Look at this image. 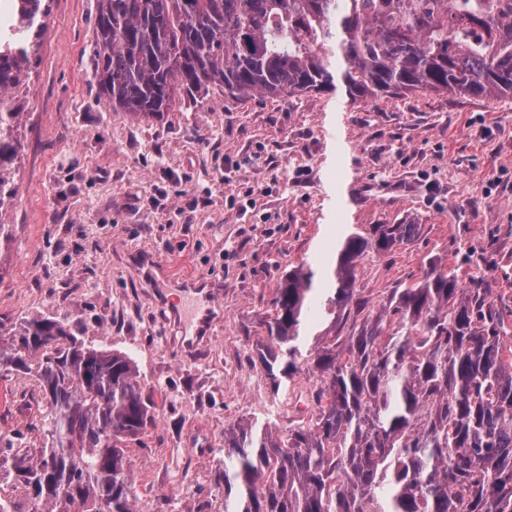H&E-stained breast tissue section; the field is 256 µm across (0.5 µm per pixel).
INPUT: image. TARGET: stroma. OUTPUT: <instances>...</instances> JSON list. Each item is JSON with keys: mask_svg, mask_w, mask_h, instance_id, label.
<instances>
[{"mask_svg": "<svg viewBox=\"0 0 512 512\" xmlns=\"http://www.w3.org/2000/svg\"><path fill=\"white\" fill-rule=\"evenodd\" d=\"M47 2L0 245V322L62 317L86 344L133 358L151 415L125 447L136 512H223L225 429L308 420L314 379L273 391L256 345L286 272H324L350 232L419 227L362 256L356 287L374 307L438 261L481 280L512 324V98L213 88L156 117L116 112L93 77L95 0ZM205 305L213 323L194 343ZM34 387L0 362V432L19 435L15 451L50 441L23 400Z\"/></svg>", "mask_w": 512, "mask_h": 512, "instance_id": "35a3bbf8", "label": "stroma"}]
</instances>
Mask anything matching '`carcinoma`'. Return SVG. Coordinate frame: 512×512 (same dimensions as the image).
Listing matches in <instances>:
<instances>
[{
	"label": "carcinoma",
	"instance_id": "carcinoma-1",
	"mask_svg": "<svg viewBox=\"0 0 512 512\" xmlns=\"http://www.w3.org/2000/svg\"><path fill=\"white\" fill-rule=\"evenodd\" d=\"M14 38L0 37V234L20 195V130L43 0H15ZM99 97L159 116L176 98L217 87L376 101L415 91L512 97V0H96L91 47ZM417 224L348 234L321 287L302 264L275 289L257 349L274 389L305 371L316 411L281 432L224 430V512H512V326L490 289L463 288L435 263L376 313L357 266ZM325 321L334 333L310 344ZM0 361L36 377L53 445L15 467L32 512H134L122 444L149 405L134 360L87 346L54 317L0 336Z\"/></svg>",
	"mask_w": 512,
	"mask_h": 512
}]
</instances>
